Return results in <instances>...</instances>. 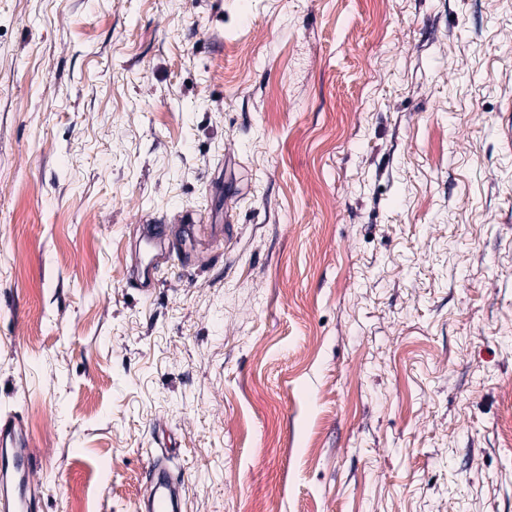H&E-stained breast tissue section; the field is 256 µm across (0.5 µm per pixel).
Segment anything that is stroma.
<instances>
[{
    "mask_svg": "<svg viewBox=\"0 0 512 512\" xmlns=\"http://www.w3.org/2000/svg\"><path fill=\"white\" fill-rule=\"evenodd\" d=\"M13 414L40 512H512V0H0ZM156 480L149 512H176V494L170 489L169 478L161 464L154 465Z\"/></svg>",
    "mask_w": 512,
    "mask_h": 512,
    "instance_id": "35a3bbf8",
    "label": "stroma"
}]
</instances>
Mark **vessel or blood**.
Returning a JSON list of instances; mask_svg holds the SVG:
<instances>
[{
    "label": "vessel or blood",
    "mask_w": 512,
    "mask_h": 512,
    "mask_svg": "<svg viewBox=\"0 0 512 512\" xmlns=\"http://www.w3.org/2000/svg\"><path fill=\"white\" fill-rule=\"evenodd\" d=\"M27 429L13 416L0 423V512H36L40 484L27 448ZM149 512H177L176 494L164 468H157Z\"/></svg>",
    "instance_id": "obj_1"
}]
</instances>
